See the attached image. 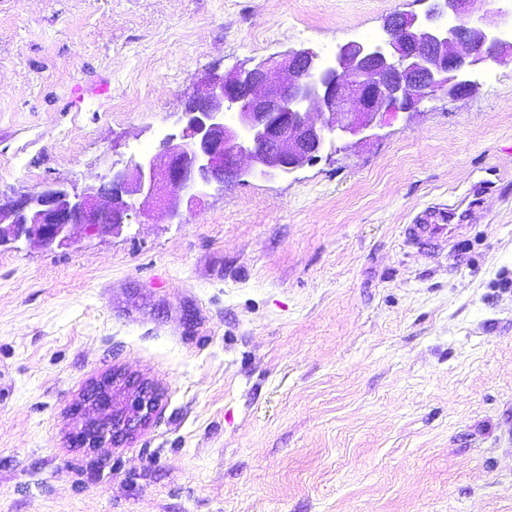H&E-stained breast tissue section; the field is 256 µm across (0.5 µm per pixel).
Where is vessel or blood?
Listing matches in <instances>:
<instances>
[{"label":"vessel or blood","mask_w":512,"mask_h":512,"mask_svg":"<svg viewBox=\"0 0 512 512\" xmlns=\"http://www.w3.org/2000/svg\"><path fill=\"white\" fill-rule=\"evenodd\" d=\"M471 213V208L454 204L427 206L406 226V238L420 247L451 245L467 232Z\"/></svg>","instance_id":"1"}]
</instances>
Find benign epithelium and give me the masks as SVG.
I'll list each match as a JSON object with an SVG mask.
<instances>
[{
	"mask_svg": "<svg viewBox=\"0 0 512 512\" xmlns=\"http://www.w3.org/2000/svg\"><path fill=\"white\" fill-rule=\"evenodd\" d=\"M497 0H433L424 18L396 12L383 44L349 42L329 62L310 48L202 78L189 96L177 135L159 151L130 157L82 189L48 182L0 203V247L25 239L70 248L71 228L118 234L166 200L160 187L192 206L209 188L242 176L270 177L310 164L350 137L374 136L386 117L440 95L450 101L478 89L477 69L512 62V38L500 33L508 10ZM287 74L275 82L270 73ZM317 105L320 120L309 119ZM161 394L150 381L116 369L93 379L73 402L74 442L96 450L127 440L152 419Z\"/></svg>",
	"mask_w": 512,
	"mask_h": 512,
	"instance_id": "7a95c632",
	"label": "benign epithelium"
}]
</instances>
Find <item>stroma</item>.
<instances>
[{"mask_svg":"<svg viewBox=\"0 0 512 512\" xmlns=\"http://www.w3.org/2000/svg\"><path fill=\"white\" fill-rule=\"evenodd\" d=\"M427 0H0V198L156 152L205 72L330 56ZM172 219L0 248V512H512V66ZM499 180L453 250L410 217ZM162 392L89 452L71 404ZM161 394L150 381L119 369L93 379L73 402L74 442L87 450H97L113 442L132 438L152 419ZM93 416H87V410Z\"/></svg>","mask_w":512,"mask_h":512,"instance_id":"35a3bbf8","label":"stroma"}]
</instances>
